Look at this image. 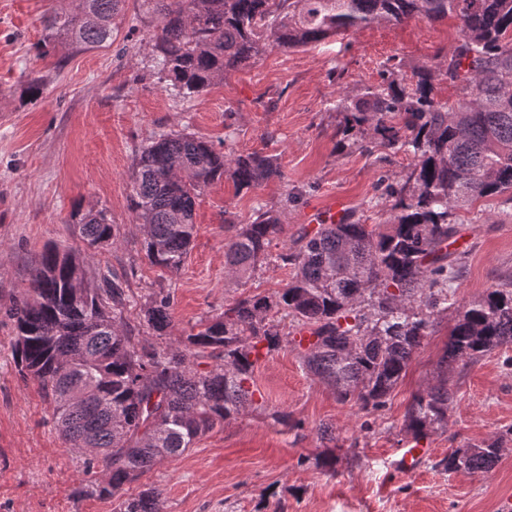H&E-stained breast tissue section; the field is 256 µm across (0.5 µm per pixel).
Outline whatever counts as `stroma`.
Listing matches in <instances>:
<instances>
[{
  "label": "stroma",
  "mask_w": 512,
  "mask_h": 512,
  "mask_svg": "<svg viewBox=\"0 0 512 512\" xmlns=\"http://www.w3.org/2000/svg\"><path fill=\"white\" fill-rule=\"evenodd\" d=\"M52 3L77 6L76 0H0V512H114L113 500L84 495L91 476L55 430L54 402L36 381L21 378L13 361L15 329L6 311L24 293L44 247L84 251L76 213L107 209L119 240L89 258L88 280L96 285L111 273L126 280L132 325L149 294L169 291L173 337L237 299L279 291L291 270L274 262L247 285L229 286V225L249 223L260 208L282 212L283 230L269 247L274 255L332 210H360L368 223H381L385 215L372 205L381 181L404 176L410 159L337 149L336 96L379 83L388 58L407 73L431 64L458 29L452 20L374 23L317 45L269 50L201 96L184 97L158 78L151 0H126L105 45L78 52L60 44L44 56L37 44ZM31 78L41 82L33 99L24 91ZM161 132L268 155L283 172L250 190H236L228 179L206 187L195 206L197 233L174 274L145 260L130 207L135 156ZM459 219L451 246L459 256L456 295L470 299L512 279V205L484 198ZM447 341L443 319L386 405L369 411L340 402L305 370L298 349L284 346L255 370L253 410L201 436L124 492L158 489L165 512H500L503 500L512 499V347L457 365L447 431L426 438L431 453L414 473L392 466L413 441L403 426L406 407L436 381ZM276 411L287 414V423L273 420ZM324 427L331 438H322ZM494 435L507 441L490 472L442 468L452 449ZM330 455L332 474L319 465Z\"/></svg>",
  "instance_id": "1"
}]
</instances>
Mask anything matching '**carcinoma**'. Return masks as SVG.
<instances>
[{
    "instance_id": "carcinoma-1",
    "label": "carcinoma",
    "mask_w": 512,
    "mask_h": 512,
    "mask_svg": "<svg viewBox=\"0 0 512 512\" xmlns=\"http://www.w3.org/2000/svg\"><path fill=\"white\" fill-rule=\"evenodd\" d=\"M125 0H79L73 12L50 10L39 50L57 44L77 51L112 38V20ZM153 50L162 79L178 92L202 95L224 75L271 49L314 45L376 22L454 18L460 38L437 61L412 74L384 65L382 81L336 97L342 115L336 144L362 152L381 148L412 158L406 178L382 196L390 218L368 224L360 211L331 224L302 229L275 260L293 270L271 295L239 299L224 313L166 340L170 294L141 304L139 328L125 311L129 295L117 276L83 296L70 288L86 256L117 242L104 209L76 222L85 254L50 244L30 274L29 289L6 311L15 323L13 360L55 405L83 397L55 414L65 443L102 466L90 493L110 499L163 460H173L208 431L254 405L255 368L292 342L281 318L311 331L303 366L363 410L383 407L423 340L448 311L454 325L437 384L414 394L404 428L416 438L445 432L454 364L512 346V282L482 295L455 299L457 258L448 246L460 233L456 213L488 197L512 203V0H153ZM446 81L450 104L436 97ZM227 177L251 189L282 171L258 154L226 153L192 134L155 137L139 152L130 207L143 224L149 263L170 273L184 265L196 233L195 199ZM224 258L230 284L251 280L283 228L281 214L256 210L232 225ZM504 437L456 448L442 460L450 472L487 473L501 459ZM117 512H164L161 493L148 488L119 500Z\"/></svg>"
}]
</instances>
